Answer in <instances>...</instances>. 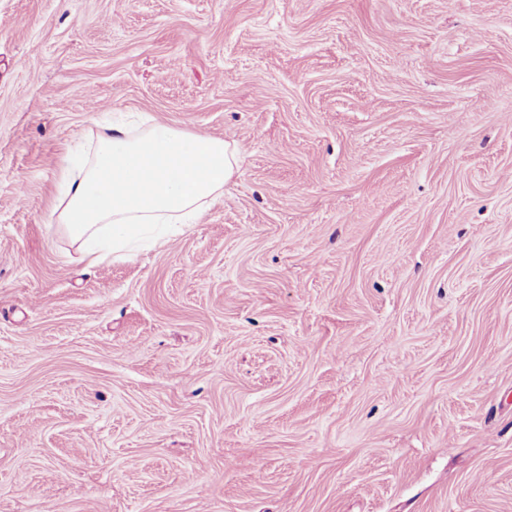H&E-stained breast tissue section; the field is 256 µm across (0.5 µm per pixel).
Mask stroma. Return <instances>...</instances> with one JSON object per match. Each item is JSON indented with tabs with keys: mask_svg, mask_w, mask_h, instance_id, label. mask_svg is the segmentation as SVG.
<instances>
[{
	"mask_svg": "<svg viewBox=\"0 0 512 512\" xmlns=\"http://www.w3.org/2000/svg\"><path fill=\"white\" fill-rule=\"evenodd\" d=\"M140 116L239 168L89 263ZM0 512H512V0H0Z\"/></svg>",
	"mask_w": 512,
	"mask_h": 512,
	"instance_id": "1",
	"label": "stroma"
}]
</instances>
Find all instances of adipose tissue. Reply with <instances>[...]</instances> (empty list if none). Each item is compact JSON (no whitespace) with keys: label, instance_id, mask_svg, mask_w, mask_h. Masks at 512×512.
<instances>
[{"label":"adipose tissue","instance_id":"ef3b65f1","mask_svg":"<svg viewBox=\"0 0 512 512\" xmlns=\"http://www.w3.org/2000/svg\"><path fill=\"white\" fill-rule=\"evenodd\" d=\"M239 155L222 138L153 118L138 132L112 124L92 158L68 175L60 222L95 262L143 242L171 241L223 194Z\"/></svg>","mask_w":512,"mask_h":512}]
</instances>
